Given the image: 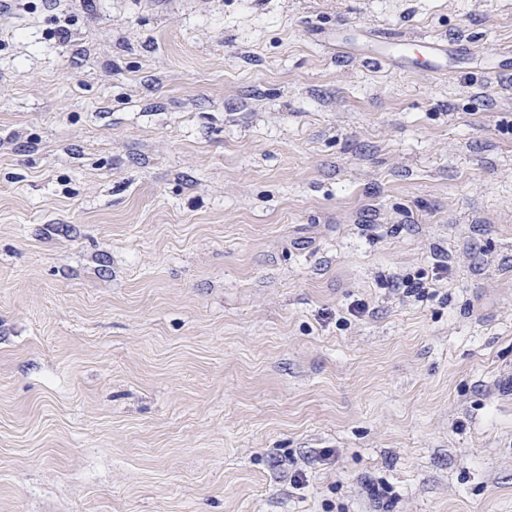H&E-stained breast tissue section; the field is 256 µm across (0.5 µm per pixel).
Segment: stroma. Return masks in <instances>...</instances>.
<instances>
[{
	"instance_id": "stroma-1",
	"label": "stroma",
	"mask_w": 512,
	"mask_h": 512,
	"mask_svg": "<svg viewBox=\"0 0 512 512\" xmlns=\"http://www.w3.org/2000/svg\"><path fill=\"white\" fill-rule=\"evenodd\" d=\"M382 32L463 43L338 63ZM504 47L512 0L0 5V512H512Z\"/></svg>"
}]
</instances>
